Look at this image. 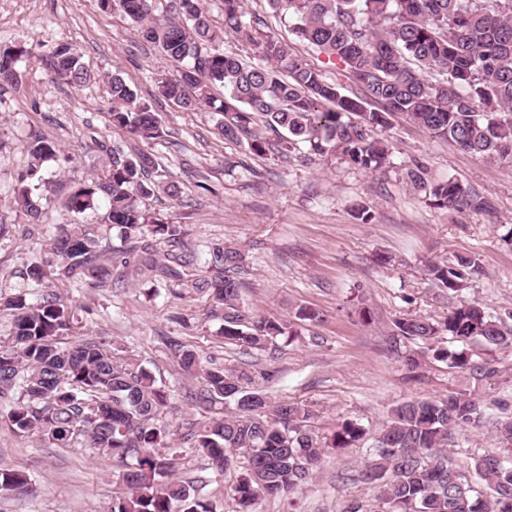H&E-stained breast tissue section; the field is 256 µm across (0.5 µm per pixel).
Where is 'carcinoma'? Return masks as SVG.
<instances>
[{
	"label": "carcinoma",
	"mask_w": 512,
	"mask_h": 512,
	"mask_svg": "<svg viewBox=\"0 0 512 512\" xmlns=\"http://www.w3.org/2000/svg\"><path fill=\"white\" fill-rule=\"evenodd\" d=\"M224 28L214 27L201 0H180L182 18L153 20V0H101L142 27L144 38L160 47L178 67L163 83L161 95L186 110L207 106L223 116L220 132L228 139L250 135L252 153L266 142L252 135L256 114L282 134L288 149L333 154L371 172L392 163V151L380 138L389 116L401 113L433 134L490 163L512 164V0H267L284 14L295 36L314 46L327 61L340 64L360 87L353 97L341 92L324 70L294 55L267 35L261 20L249 15L244 0H223ZM254 50L257 61L219 49L224 35ZM34 58L71 87L91 79L81 55L61 43L36 51L24 43L0 48V84L17 82V63ZM224 88V99L213 95ZM112 125L145 140L162 137L153 106L138 99L124 79L109 80ZM106 175L77 187L68 208L83 213L107 204V224L119 230L121 246L101 245L92 229L60 226L51 247L59 258L49 273L37 263L25 274L87 288H110L116 280L144 278L172 294L192 288L206 291L211 313L222 314L227 343L259 348L290 332L288 324L252 320L241 302V252L211 245L201 253L190 247L179 224H167L141 206L162 190L181 193L177 182L149 153L132 154L124 145L107 146ZM29 162L19 177L17 204L30 217L25 233H42L41 208L27 182L39 179L43 165L57 156L55 143L34 134L27 144ZM438 208L487 212L489 202L450 177L418 181ZM178 248L162 257L157 238ZM430 280L458 291L481 273L477 259L457 256L427 269ZM11 311L10 336L0 339V407H8L13 429L37 435L50 445L81 443L104 448L136 467L123 474L125 496L112 512H211L188 483L169 478L173 462L154 452L164 445L166 427L157 425L168 390L136 359L94 338L75 340V315L54 291L34 303L19 294L0 300ZM396 336L431 343L446 335L455 342L512 343L491 315L475 303H462L442 323L416 317L395 323ZM170 349L182 371L203 381L195 401L205 420L185 428L182 440L221 471L237 455L246 474L235 485L237 512H253L264 495L291 493L314 476L324 449L350 448L363 429L346 422L331 442L308 424V409L274 401L249 390L246 372L206 364L179 342ZM434 356L454 367L469 365L465 351L437 348ZM477 402L466 396L446 400H409L391 410L366 469L382 478L385 512H512V459L485 455L474 470L488 493L461 475L448 460L452 430L477 426ZM29 479L21 471L0 468V489L22 490Z\"/></svg>",
	"instance_id": "carcinoma-1"
}]
</instances>
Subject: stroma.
Returning <instances> with one entry per match:
<instances>
[{
  "label": "stroma",
  "mask_w": 512,
  "mask_h": 512,
  "mask_svg": "<svg viewBox=\"0 0 512 512\" xmlns=\"http://www.w3.org/2000/svg\"><path fill=\"white\" fill-rule=\"evenodd\" d=\"M245 8L264 20L269 35L324 68L344 93L353 92L347 73L299 42L290 22L266 0H246ZM19 40L77 45L92 79L70 87L35 62L22 61L19 84L0 89V224L9 227L0 236V296L23 293L36 299L41 287L23 272L34 262L56 264L45 239L55 225L98 229L119 246L117 230L105 224L104 206L80 214L65 206L75 187L104 173L108 158L100 141H115L154 154L182 187L180 198L160 192L146 199V207L182 225L188 244L240 249L244 306L255 317L287 321L295 330L264 347L242 348L224 341V322L209 316L205 294L153 295L142 280L103 291L61 287L81 333L115 343L168 389L170 405L160 422L170 431L164 453L175 462V480L192 483L213 512H237L233 488L243 463L217 471L179 439L181 427L201 419L192 400L201 382L183 374L165 343L169 337L213 364L247 371L252 388L272 400L305 405L319 435L332 436L346 421L364 430L355 447L327 449L312 481L293 493L259 499L256 512H345L354 502L363 512H383L378 487L364 483L361 472L391 409L410 399L467 393L479 403L484 423L455 430L448 449L469 483L477 481L475 459L504 454L507 443L494 421L512 414V346L448 343V350H466L471 359L467 368L455 369L422 342L394 344L393 333L398 319L441 322L461 302L478 303L502 329L512 328L511 166L462 151L403 114L392 115L381 134L393 156L392 168L382 172L330 155L285 151L260 117L252 129L270 148L253 154L246 141L224 138L210 109L188 112L160 97L158 85L175 76L174 64L133 22L103 9L100 0H0V45ZM115 72L139 98L154 103L163 138L140 140L113 126L108 81ZM35 132L58 146L56 161L42 170L52 187L40 202L42 236L25 235L28 217L15 203L18 176L28 163L27 141ZM418 169L474 187L494 204L493 214L434 207L408 177ZM361 206L371 212L369 223L355 217ZM457 254L476 257L483 272L454 293L434 285L427 268ZM304 306L320 312V320H298ZM408 353L420 361L415 380L404 366ZM483 367L494 370V377L480 375ZM133 464V458L102 449L51 447L17 434L0 410V465L29 478L24 490L0 492V512H110L126 490L122 475Z\"/></svg>",
  "instance_id": "stroma-1"
}]
</instances>
